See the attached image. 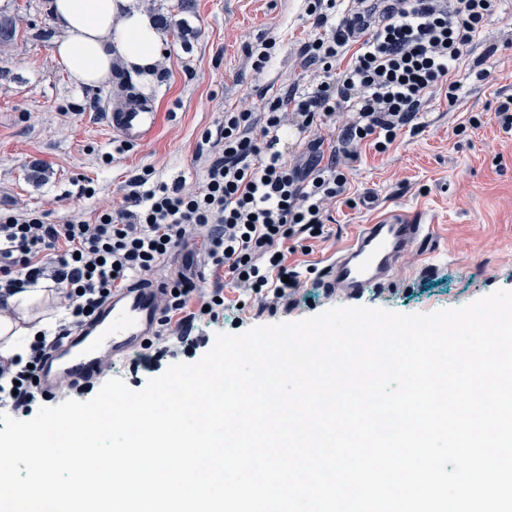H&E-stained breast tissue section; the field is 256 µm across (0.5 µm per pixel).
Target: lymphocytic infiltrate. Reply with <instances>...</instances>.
<instances>
[{"mask_svg": "<svg viewBox=\"0 0 512 512\" xmlns=\"http://www.w3.org/2000/svg\"><path fill=\"white\" fill-rule=\"evenodd\" d=\"M499 0H358L357 10L329 24L336 0H310L316 35L301 44L307 88L291 85L249 108L224 115L221 148L205 160L195 189L185 180L156 182L152 168L132 177L115 210L98 209L65 223L39 209L0 213V305L38 282L49 284L65 312L54 335L40 334L27 357L0 360V413L29 415L55 393L81 396L90 386L66 377L56 391L38 379L60 346L93 324L116 292L133 285L158 290L162 316L138 364L151 368L168 347L192 344L198 308L224 316L225 284L279 303L293 290L289 240L324 234L328 208L347 193L350 162L362 143L386 153L416 126L429 96L457 102L466 79L457 73ZM295 127L309 156L300 163L279 150L280 132ZM200 242L224 283L202 290L163 275L173 251Z\"/></svg>", "mask_w": 512, "mask_h": 512, "instance_id": "lymphocytic-infiltrate-1", "label": "lymphocytic infiltrate"}]
</instances>
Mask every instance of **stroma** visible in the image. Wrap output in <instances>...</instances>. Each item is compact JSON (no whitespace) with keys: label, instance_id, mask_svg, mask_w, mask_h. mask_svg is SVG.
<instances>
[{"label":"stroma","instance_id":"obj_1","mask_svg":"<svg viewBox=\"0 0 512 512\" xmlns=\"http://www.w3.org/2000/svg\"><path fill=\"white\" fill-rule=\"evenodd\" d=\"M50 0H0V16L17 20L14 45L0 49V209L48 211L54 223L101 206L120 207L123 186L142 168L160 182L196 183L203 162L195 158L206 133L239 110L253 88L267 96L291 83L308 85L295 52L314 32L307 0H140L166 21V53L153 81L115 69L110 87L73 83L53 52L58 31ZM276 38L279 47L263 71H254L246 45ZM496 47L493 80L471 84L449 103L435 93L425 126L402 132L388 154L362 146L349 174V202L329 213L325 235L290 254L299 274L294 303L264 306L242 300L225 284L223 321L203 324L206 336L241 333L255 325L292 321L335 307L316 281L327 256L343 248L359 225L400 208L438 226L435 239L400 262L393 282L369 291L362 304L398 313H427L470 303L499 289L512 290V136L496 124L473 128L470 117L495 111L512 98V0L477 37L473 53ZM151 100L160 114L155 134L122 144L105 114L112 107ZM465 126L455 135L456 126ZM92 183L96 194L80 196ZM200 244L173 252L167 270L184 273L197 287L215 283L197 257Z\"/></svg>","mask_w":512,"mask_h":512}]
</instances>
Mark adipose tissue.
<instances>
[{"label": "adipose tissue", "instance_id": "obj_1", "mask_svg": "<svg viewBox=\"0 0 512 512\" xmlns=\"http://www.w3.org/2000/svg\"><path fill=\"white\" fill-rule=\"evenodd\" d=\"M50 11L59 30L54 53L75 84H108L117 63L136 79H152L164 33L158 16L146 12L140 0H52ZM43 297L41 289L29 288L11 296L8 309H0V355L25 354L36 331L55 329L61 317L57 311L37 329L26 326L31 307Z\"/></svg>", "mask_w": 512, "mask_h": 512}]
</instances>
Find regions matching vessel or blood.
<instances>
[{
    "label": "vessel or blood",
    "instance_id": "vessel-or-blood-1",
    "mask_svg": "<svg viewBox=\"0 0 512 512\" xmlns=\"http://www.w3.org/2000/svg\"><path fill=\"white\" fill-rule=\"evenodd\" d=\"M113 130L130 143L151 137L159 124L152 104L110 115ZM434 224L401 210H393L372 224L359 225L345 249L322 270L317 282L330 296L357 299L369 289L388 286L399 260L421 243L433 239ZM159 317L157 290L135 286L114 296L99 319L80 341H68L46 369L43 381L51 383L59 373L81 376L106 354L125 357L151 335Z\"/></svg>",
    "mask_w": 512,
    "mask_h": 512
}]
</instances>
